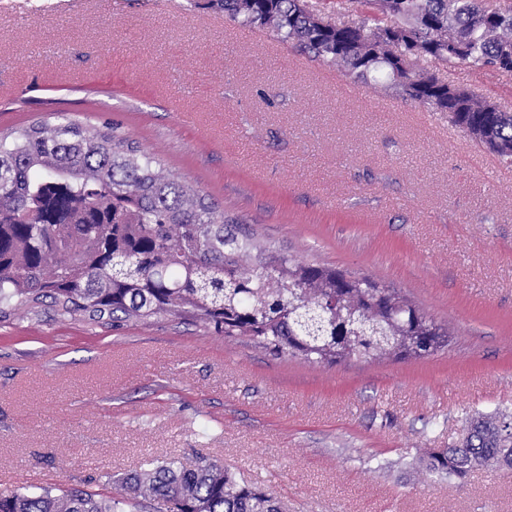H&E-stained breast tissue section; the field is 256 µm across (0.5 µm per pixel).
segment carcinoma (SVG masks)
<instances>
[{
    "instance_id": "cac0c4a2",
    "label": "carcinoma",
    "mask_w": 512,
    "mask_h": 512,
    "mask_svg": "<svg viewBox=\"0 0 512 512\" xmlns=\"http://www.w3.org/2000/svg\"><path fill=\"white\" fill-rule=\"evenodd\" d=\"M224 15L270 30L349 77L444 112L453 126L512 165V112L440 79L437 64L504 71L512 4L488 0H334L361 8L340 28L304 0H219ZM425 48L402 67L410 42ZM53 307L89 323L191 318L226 338L247 337L274 357L333 367L352 360L431 356L448 326L401 291L336 267L260 246L114 124L64 115L0 133V321ZM459 486L479 469L512 468V416L478 417L448 448L418 459ZM162 501L172 512H281L275 495L240 483L222 464L164 462L102 489L40 487L0 496V512H124Z\"/></svg>"
}]
</instances>
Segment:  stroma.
Returning <instances> with one entry per match:
<instances>
[{
  "label": "stroma",
  "mask_w": 512,
  "mask_h": 512,
  "mask_svg": "<svg viewBox=\"0 0 512 512\" xmlns=\"http://www.w3.org/2000/svg\"><path fill=\"white\" fill-rule=\"evenodd\" d=\"M512 112V74L439 68ZM109 119L262 242L401 289L447 325L419 359L324 367L168 317L0 322V496L224 464L283 512H512L401 464L512 413V167L447 114L354 81L216 0H0V130Z\"/></svg>",
  "instance_id": "obj_1"
}]
</instances>
